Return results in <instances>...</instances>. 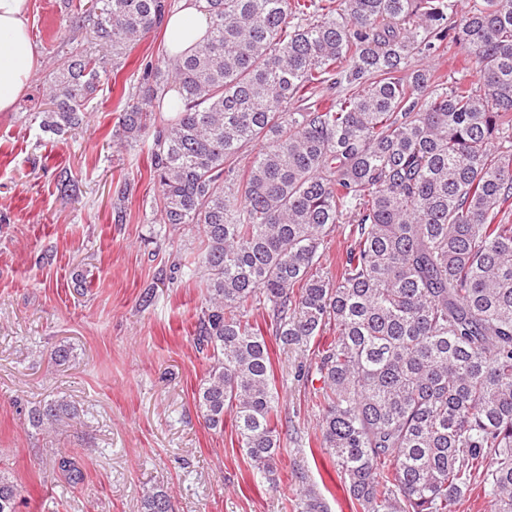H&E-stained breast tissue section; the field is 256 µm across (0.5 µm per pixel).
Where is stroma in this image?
Segmentation results:
<instances>
[{"label":"stroma","mask_w":512,"mask_h":512,"mask_svg":"<svg viewBox=\"0 0 512 512\" xmlns=\"http://www.w3.org/2000/svg\"><path fill=\"white\" fill-rule=\"evenodd\" d=\"M37 69L13 111L0 112V470L18 485L20 512H141L148 490L167 488L174 512H293L299 483L330 512H351L317 443L318 411L297 382V352L271 341L280 393L277 483L253 480L232 427L208 429L194 396L207 361L192 336L206 293L173 270L202 248L198 229L153 222L149 143L117 146L124 104L103 75L83 124L43 132L39 105L51 78L95 51L92 23L69 0H29ZM154 31L120 53L119 77L137 83L163 54ZM67 347L59 364L54 351ZM58 397L78 409L53 432L27 422ZM81 464L71 484L60 454Z\"/></svg>","instance_id":"35a3bbf8"}]
</instances>
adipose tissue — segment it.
I'll return each instance as SVG.
<instances>
[{
    "label": "adipose tissue",
    "instance_id": "ef3b65f1",
    "mask_svg": "<svg viewBox=\"0 0 512 512\" xmlns=\"http://www.w3.org/2000/svg\"><path fill=\"white\" fill-rule=\"evenodd\" d=\"M28 5L29 0H0V112L11 111L37 65ZM164 26L165 49L173 59L190 54L210 36L209 17L197 0H181Z\"/></svg>",
    "mask_w": 512,
    "mask_h": 512
}]
</instances>
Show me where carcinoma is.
<instances>
[{
    "label": "carcinoma",
    "instance_id": "obj_1",
    "mask_svg": "<svg viewBox=\"0 0 512 512\" xmlns=\"http://www.w3.org/2000/svg\"><path fill=\"white\" fill-rule=\"evenodd\" d=\"M172 0H88L103 50L136 45ZM208 42L144 67L112 138L151 140V209L195 225L208 301L194 340L207 427L231 417L252 476L276 482L271 334L316 380L319 448L353 512H458L480 487L512 512V0H203ZM452 81L415 57L448 45ZM106 55L62 64L42 128L79 126ZM179 101L160 118L169 83ZM336 90L325 96L323 90ZM259 151L242 161L244 151ZM349 228L336 273L321 268ZM263 306L265 326L251 321ZM331 333L329 338L324 334ZM63 398L30 410L54 431ZM57 469L81 471L68 456ZM301 483L295 512H328ZM0 474V512H18ZM142 512H171L167 490Z\"/></svg>",
    "mask_w": 512,
    "mask_h": 512
}]
</instances>
